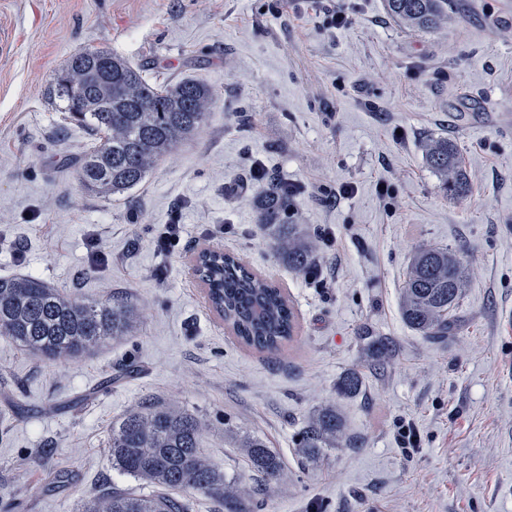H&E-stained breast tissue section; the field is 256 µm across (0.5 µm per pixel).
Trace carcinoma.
<instances>
[{
  "instance_id": "1",
  "label": "carcinoma",
  "mask_w": 512,
  "mask_h": 512,
  "mask_svg": "<svg viewBox=\"0 0 512 512\" xmlns=\"http://www.w3.org/2000/svg\"><path fill=\"white\" fill-rule=\"evenodd\" d=\"M388 15L417 31H436L448 24V0H385ZM52 101L100 142L65 163L83 188L101 197L125 193L140 184L155 166L190 140L213 112L215 93L204 81L185 78L157 85L145 70L111 50L91 56L74 53L56 73L49 90ZM428 167L440 188L461 195L468 176L459 149L446 137L425 148ZM288 184L268 181L254 197L260 228L280 262L291 270L314 268L317 238L288 222L293 205ZM205 268L211 284L210 308L230 327L238 341L257 351L292 340L296 317L281 289L229 254L211 252ZM466 286L456 251L425 246L413 257L401 294L407 326L431 339L448 336ZM136 309L119 300H85L60 292L32 276L0 277V336L48 361L87 354L109 341H120L136 328ZM369 347L380 362L394 352L392 342L373 336ZM362 375L349 370L336 384L343 397L363 388ZM203 424L195 415L167 403L147 401L112 424L108 451L112 465L158 488L151 496L128 489L95 495L82 512H189V503L173 495L191 490L222 502L226 512H251L256 495L283 476L280 456L265 439L224 428V439L243 449L250 468L264 485L246 487L228 481L224 471L201 450ZM345 440L336 405L320 407L305 423L298 447L305 459L318 460L327 448Z\"/></svg>"
}]
</instances>
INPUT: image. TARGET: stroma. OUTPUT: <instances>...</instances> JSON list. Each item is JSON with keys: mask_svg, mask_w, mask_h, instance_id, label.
<instances>
[{"mask_svg": "<svg viewBox=\"0 0 512 512\" xmlns=\"http://www.w3.org/2000/svg\"><path fill=\"white\" fill-rule=\"evenodd\" d=\"M451 4L447 27L421 32L385 0H0V275L140 315L135 336L56 362L0 338V501L79 512L115 487L151 494L108 452L113 422L151 398L198 416L205 454L242 484L260 479L225 427L267 440L285 479L256 512H512V0ZM100 47L217 97L191 141L109 199L63 168L91 138L47 96L73 53ZM440 136L468 174L456 197L425 162ZM258 167L296 187L291 221L319 237L313 271L267 245ZM175 218L184 235L157 250ZM430 244L459 250L468 280L437 341L399 313L410 258ZM203 247L284 289L292 342L236 340L192 272ZM368 333L395 348L384 366ZM351 369L363 389L338 396ZM329 403L347 439L301 466L296 435Z\"/></svg>", "mask_w": 512, "mask_h": 512, "instance_id": "obj_1", "label": "stroma"}]
</instances>
